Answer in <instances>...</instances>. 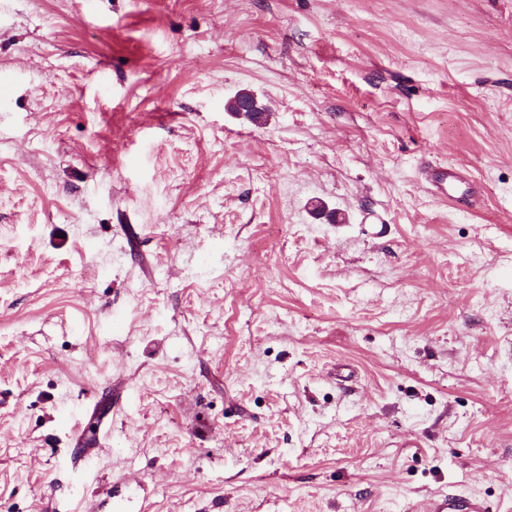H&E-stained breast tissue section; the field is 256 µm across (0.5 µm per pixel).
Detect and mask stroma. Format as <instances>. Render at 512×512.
Instances as JSON below:
<instances>
[{
	"instance_id": "35a3bbf8",
	"label": "stroma",
	"mask_w": 512,
	"mask_h": 512,
	"mask_svg": "<svg viewBox=\"0 0 512 512\" xmlns=\"http://www.w3.org/2000/svg\"><path fill=\"white\" fill-rule=\"evenodd\" d=\"M130 476L512 512V0H0V512ZM432 185L438 194L462 204L469 196V184L454 166L443 167L431 175Z\"/></svg>"
}]
</instances>
